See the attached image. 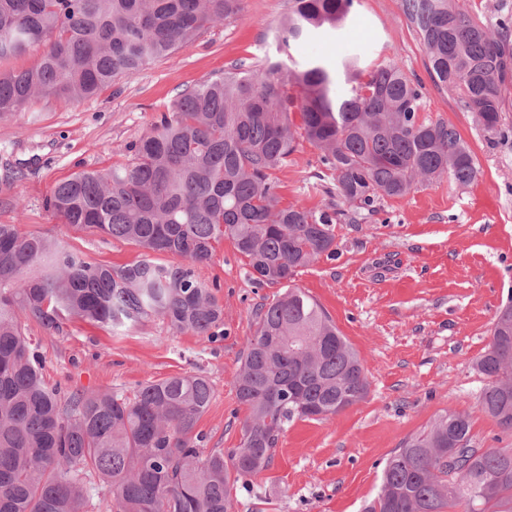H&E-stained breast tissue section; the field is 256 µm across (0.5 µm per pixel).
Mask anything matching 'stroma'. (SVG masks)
<instances>
[{"mask_svg": "<svg viewBox=\"0 0 512 512\" xmlns=\"http://www.w3.org/2000/svg\"><path fill=\"white\" fill-rule=\"evenodd\" d=\"M287 13L288 0H244L232 19L94 97L42 98L0 119V224L60 239L102 264L137 260L135 245L60 224L47 197L73 173L126 161L128 145L183 90L223 76L236 61L278 56L273 30ZM363 49L369 61L397 62L422 80V116L457 130L479 175L465 186L444 177L358 210L354 222L335 229L336 257L298 270L293 286L330 315L356 350L368 394L329 418L289 423L270 465L238 487L235 512H363L379 492L390 455L446 409L468 416L478 447L512 449V432L480 409L485 380L475 368L497 311L512 300V99L502 133H484L453 94L430 80L400 0H354L339 37L306 40L290 54L297 62L333 60ZM275 178L285 203L315 210L331 203L326 189L333 177L308 142L299 143ZM196 273L219 286V336L176 333L158 319L117 332L72 320L50 336L29 321L25 333L41 344L45 382L129 396L149 381L204 375L214 397L196 429L206 449L239 447L247 410L235 380L257 328V306L282 288L256 285L247 259L227 239Z\"/></svg>", "mask_w": 512, "mask_h": 512, "instance_id": "obj_1", "label": "stroma"}]
</instances>
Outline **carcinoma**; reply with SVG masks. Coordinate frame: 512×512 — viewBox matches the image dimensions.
I'll list each match as a JSON object with an SVG mask.
<instances>
[{
    "label": "carcinoma",
    "instance_id": "obj_1",
    "mask_svg": "<svg viewBox=\"0 0 512 512\" xmlns=\"http://www.w3.org/2000/svg\"><path fill=\"white\" fill-rule=\"evenodd\" d=\"M282 49L336 34L353 0H288ZM435 86L455 94L488 134L501 132L512 96L509 25L491 30L456 0H401ZM243 0H0V119L43 97L78 101L187 46L237 15ZM38 51L32 64L7 69ZM350 85L336 93L339 81ZM423 83L391 61L365 70L348 55L232 64L180 94L131 158L58 183L47 204L61 223L125 240L140 259L112 267L64 242L0 224V512H86L97 487L112 512H233L235 480L266 468L296 419H325L363 400L357 352L316 301L288 287L257 315L236 382L248 416L239 448L204 452L195 433L213 398L200 374L141 385L132 396L48 386L23 321L48 334L77 319L114 330L160 318L177 331L214 335L223 309L195 266L231 240L260 285H284L336 254L345 211L282 204L272 174L303 139L354 209L404 197L444 175L479 173L456 129L419 117ZM161 254L183 258L165 265ZM487 384L481 409L512 431V301L476 361ZM458 449L448 476L441 456ZM365 512H512V452L477 448L467 415L445 411L386 461Z\"/></svg>",
    "mask_w": 512,
    "mask_h": 512
}]
</instances>
